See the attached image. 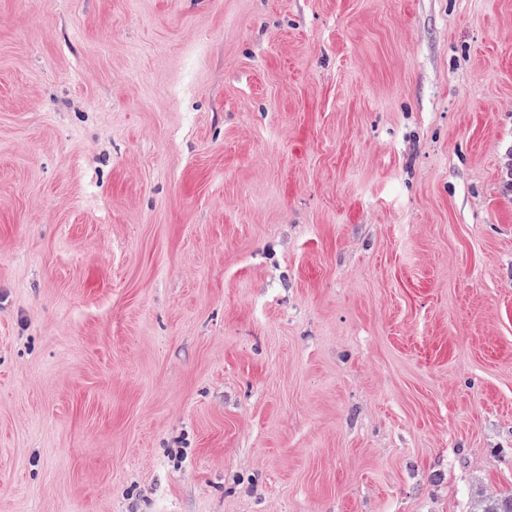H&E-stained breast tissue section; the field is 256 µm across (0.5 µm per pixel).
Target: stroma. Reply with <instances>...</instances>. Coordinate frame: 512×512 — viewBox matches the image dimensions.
<instances>
[{
    "mask_svg": "<svg viewBox=\"0 0 512 512\" xmlns=\"http://www.w3.org/2000/svg\"><path fill=\"white\" fill-rule=\"evenodd\" d=\"M512 493V0H0V512Z\"/></svg>",
    "mask_w": 512,
    "mask_h": 512,
    "instance_id": "stroma-1",
    "label": "stroma"
}]
</instances>
